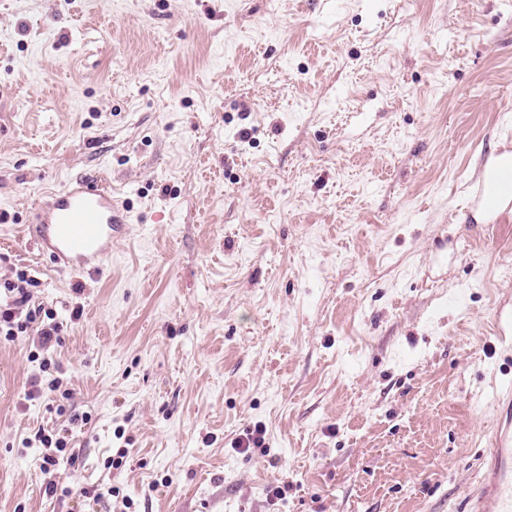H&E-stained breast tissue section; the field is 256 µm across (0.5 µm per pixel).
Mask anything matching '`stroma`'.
<instances>
[{"label":"stroma","mask_w":512,"mask_h":512,"mask_svg":"<svg viewBox=\"0 0 512 512\" xmlns=\"http://www.w3.org/2000/svg\"><path fill=\"white\" fill-rule=\"evenodd\" d=\"M504 147L512 0H0V285L70 391L0 342V512H461L512 213L453 218ZM76 176L127 215L95 279L23 234ZM30 278L27 273L22 272L17 282L4 283L6 299L3 302L0 292V339L2 340L3 336L4 340L12 341L19 332L32 328L37 336V346L47 351L60 342L61 326L55 321L53 310L42 305L27 309L22 316L24 307L31 300L27 290V286L33 281ZM40 443L43 448H46V452L42 456V470L44 474H52L59 465V459L62 453L66 451L67 441L63 437H56L54 435L45 434L40 432L38 435ZM54 448L55 450H52Z\"/></svg>","instance_id":"1"}]
</instances>
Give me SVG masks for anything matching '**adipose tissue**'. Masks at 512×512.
<instances>
[{"label": "adipose tissue", "mask_w": 512, "mask_h": 512, "mask_svg": "<svg viewBox=\"0 0 512 512\" xmlns=\"http://www.w3.org/2000/svg\"><path fill=\"white\" fill-rule=\"evenodd\" d=\"M474 193L475 198L467 212L460 214V221L490 224L501 214L512 212V150L491 153L481 168Z\"/></svg>", "instance_id": "adipose-tissue-1"}]
</instances>
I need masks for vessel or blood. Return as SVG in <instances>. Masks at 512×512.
<instances>
[{
	"label": "vessel or blood",
	"mask_w": 512,
	"mask_h": 512,
	"mask_svg": "<svg viewBox=\"0 0 512 512\" xmlns=\"http://www.w3.org/2000/svg\"><path fill=\"white\" fill-rule=\"evenodd\" d=\"M126 231L124 215L102 181L72 178L33 210L29 236L39 253L60 267L95 276ZM466 512H512V399L502 406L482 476L466 502Z\"/></svg>",
	"instance_id": "1"
}]
</instances>
